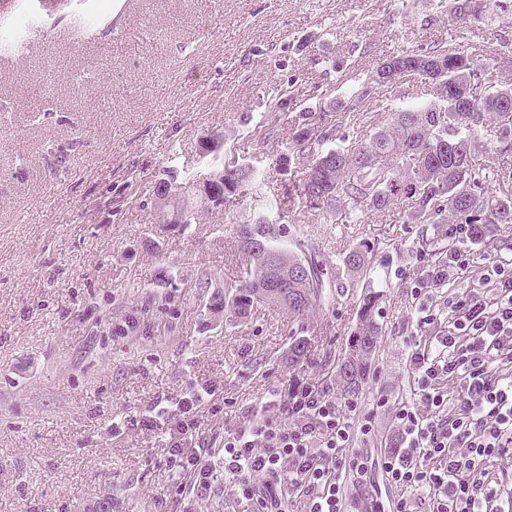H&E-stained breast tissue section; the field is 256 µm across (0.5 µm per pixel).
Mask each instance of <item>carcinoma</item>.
<instances>
[{
	"instance_id": "carcinoma-1",
	"label": "carcinoma",
	"mask_w": 512,
	"mask_h": 512,
	"mask_svg": "<svg viewBox=\"0 0 512 512\" xmlns=\"http://www.w3.org/2000/svg\"><path fill=\"white\" fill-rule=\"evenodd\" d=\"M505 10L504 0H453L449 13L459 22L482 20L487 9ZM399 66V77L421 76L432 81L435 102L394 112L391 122L376 127L369 139L351 147L326 148L342 122L315 131L302 124L295 134L296 160L302 162L298 182L286 199L295 198L309 211L327 213L341 202L356 215L384 211L398 202L412 209L411 216L431 224H512L509 184L499 190L502 199H488L486 184L498 174L473 165L482 153L481 131L490 127L501 151L512 150V84L493 85L485 78L483 64L457 47H440L426 53L405 52L390 58ZM376 92L367 87L351 100L349 111L366 112ZM223 177L211 178L214 193L224 198L229 223L237 202L232 188L245 192L257 182L255 168L237 160L219 164ZM193 181L177 186H157L156 197L162 223L195 224L199 216L214 209L205 197L189 189ZM240 251L246 268L232 286L231 299L214 304L227 306L243 318L256 303H267L298 318L323 301L326 281L317 260L302 247L282 249L276 245L279 229L261 219L237 225ZM279 269H300L303 275L286 278L271 269L270 257ZM347 270L363 276L368 256L362 249L344 258ZM378 294L369 291L360 307L353 332L351 353L340 365L344 392L355 395L365 379V356L376 347L379 327Z\"/></svg>"
}]
</instances>
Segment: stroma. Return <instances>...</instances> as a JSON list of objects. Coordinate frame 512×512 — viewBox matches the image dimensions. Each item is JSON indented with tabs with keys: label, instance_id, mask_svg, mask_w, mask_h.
<instances>
[{
	"label": "stroma",
	"instance_id": "obj_1",
	"mask_svg": "<svg viewBox=\"0 0 512 512\" xmlns=\"http://www.w3.org/2000/svg\"><path fill=\"white\" fill-rule=\"evenodd\" d=\"M55 0L53 47L26 48L37 19L29 0H0V512H243L224 489L178 495L170 421L156 401L197 397L198 437L224 474V432L299 379L341 389L365 290L381 297L379 339L358 394L376 409L375 432L356 447L380 453L394 439L398 404L413 401L405 337L448 332V301L485 287L512 263V224L484 229L448 284L434 288L437 318L420 326L411 289L445 260L447 227L416 224L400 204L360 219L336 205L327 220L283 214L295 166L298 119H336L354 89L400 51L435 44L475 55L512 83V16L458 31L439 0ZM292 96L277 136L265 140L277 93ZM390 109L432 99L424 78L379 85ZM224 137L219 155L204 137ZM240 159L265 175L244 196L239 222H279L281 242L315 250L333 299L295 319L263 303L247 317L213 306L242 271L224 212L161 224L155 188ZM367 250L368 277L343 263ZM171 287H158L159 271ZM209 287H199L201 279ZM308 343L288 356L294 333Z\"/></svg>",
	"mask_w": 512,
	"mask_h": 512
}]
</instances>
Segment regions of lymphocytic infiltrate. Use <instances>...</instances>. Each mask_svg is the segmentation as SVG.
Returning a JSON list of instances; mask_svg holds the SVG:
<instances>
[{
    "mask_svg": "<svg viewBox=\"0 0 512 512\" xmlns=\"http://www.w3.org/2000/svg\"><path fill=\"white\" fill-rule=\"evenodd\" d=\"M468 262L449 249L414 288L418 313H427L433 287ZM493 295L469 292L448 304V333L433 347H414L416 402L395 414L397 448L381 459L388 482L402 495L393 509L348 492L346 477L363 481L373 458L354 445L371 435L375 415L357 399L337 401L326 389L295 382L277 412L248 420L224 433L227 491L248 512H288L302 499L306 512H412L413 496L428 491L431 512H512V492L488 478L489 464H512V269L493 272ZM452 383V390L440 385ZM182 417L170 434L173 477L179 491L210 496L214 474L209 451L189 443Z\"/></svg>",
    "mask_w": 512,
    "mask_h": 512,
    "instance_id": "1",
    "label": "lymphocytic infiltrate"
}]
</instances>
